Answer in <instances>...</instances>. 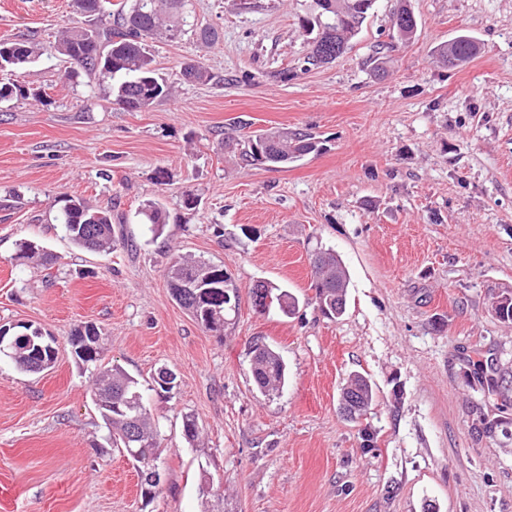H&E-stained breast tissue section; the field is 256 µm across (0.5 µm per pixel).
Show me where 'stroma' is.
<instances>
[{"instance_id":"obj_1","label":"stroma","mask_w":512,"mask_h":512,"mask_svg":"<svg viewBox=\"0 0 512 512\" xmlns=\"http://www.w3.org/2000/svg\"><path fill=\"white\" fill-rule=\"evenodd\" d=\"M399 2L375 0L345 54L298 73L309 0H191L216 39L154 44L175 92L145 112L85 73L63 80L54 54L12 72L44 100L0 105V327L41 328L57 358L25 374L0 355V512H512V321L492 307L512 296V0H407L417 37L378 77L366 60L391 41ZM70 16V0H0V38L48 47ZM463 34L478 54L438 63L435 47ZM190 60L216 82L181 83ZM237 120L306 130L323 148L247 166L222 147ZM66 196L111 208L112 251L70 241L56 220ZM150 199L168 213L157 238L137 217ZM26 240L50 267L17 259ZM320 247L349 272L339 318L315 302ZM179 255L237 285L223 335L173 299L165 275ZM259 280L294 294L296 313L255 311ZM86 323L103 333V363L177 376L169 393H144L163 448L153 499L109 442L95 373L68 343ZM256 339L288 366L279 394L251 379ZM354 373L377 396L359 423L338 411Z\"/></svg>"}]
</instances>
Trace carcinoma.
<instances>
[{"instance_id": "1", "label": "carcinoma", "mask_w": 512, "mask_h": 512, "mask_svg": "<svg viewBox=\"0 0 512 512\" xmlns=\"http://www.w3.org/2000/svg\"><path fill=\"white\" fill-rule=\"evenodd\" d=\"M374 0H313L309 12L300 19V28L310 45L309 52L297 67L307 72L329 64L340 57L360 34ZM73 18L52 45V49L70 64L83 69L98 83L112 84L115 101L129 111L149 110L173 94V86L163 78L151 52L153 42H172L186 32L190 15L189 0H71ZM394 38L411 42L418 24L405 3L394 15ZM479 46L467 35L439 45L434 53L439 62L454 67L469 61ZM45 48L33 38L17 36L0 39V71H12L36 62ZM181 76L188 84H208L213 73L199 62L182 66ZM24 87L13 82H0V103L26 98ZM224 147L239 152L249 165L282 168L302 157L318 152L321 141L306 132L275 128L248 136L243 140H226ZM138 215L150 231L159 236L167 224V213L157 200L142 205ZM69 238L79 248L106 251L114 241L112 209H95L80 197H68L59 217ZM17 258L45 265L51 257L38 245L24 241L19 244ZM315 298L320 310L340 317L346 310L349 284L348 271L336 253L327 249L315 254L312 263ZM168 282L174 300L207 331H224L226 315L236 310L239 289L232 283L224 267L201 260L178 256L168 267ZM260 285L280 297L279 311L290 316L298 300L279 285L262 281ZM25 337L17 343L10 356L21 372L38 373L54 362V340L30 325L20 327ZM104 336L98 327L85 324L74 330L70 345L75 357L91 364L97 371L91 389L93 402L102 421L111 433L112 442L124 449L138 452L139 463L162 452L156 423L141 393V382L117 366L100 365ZM251 378L264 393L278 392L288 383L286 363L279 352L266 343L252 347ZM357 401L343 411L347 419L358 422L370 413L376 393L370 380L353 375L341 389L340 401L351 396Z\"/></svg>"}]
</instances>
